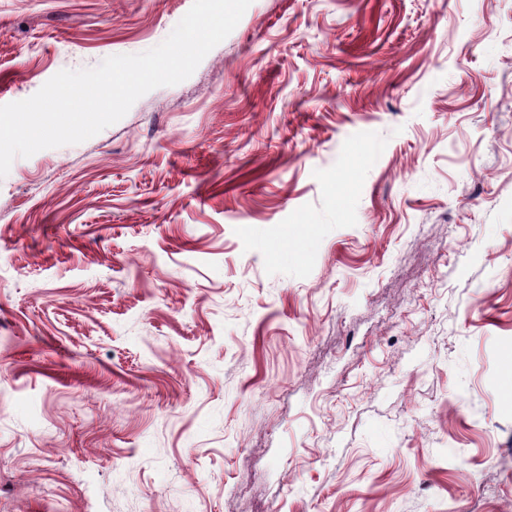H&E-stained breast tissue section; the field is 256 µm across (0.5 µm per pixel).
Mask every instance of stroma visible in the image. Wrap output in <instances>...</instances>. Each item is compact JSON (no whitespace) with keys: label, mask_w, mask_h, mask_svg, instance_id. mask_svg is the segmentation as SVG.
<instances>
[{"label":"stroma","mask_w":512,"mask_h":512,"mask_svg":"<svg viewBox=\"0 0 512 512\" xmlns=\"http://www.w3.org/2000/svg\"><path fill=\"white\" fill-rule=\"evenodd\" d=\"M192 0H0V105ZM0 512H512V0H253L0 178Z\"/></svg>","instance_id":"stroma-1"}]
</instances>
